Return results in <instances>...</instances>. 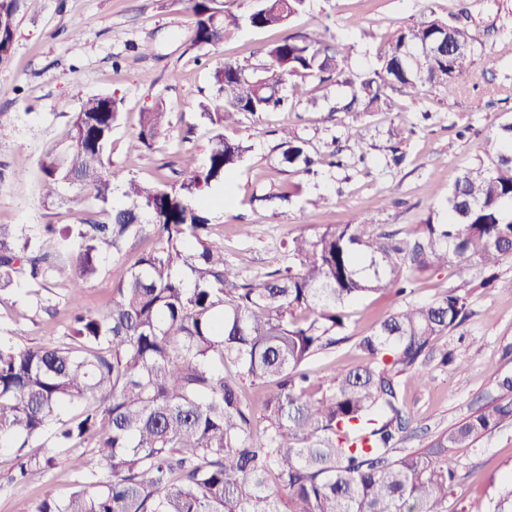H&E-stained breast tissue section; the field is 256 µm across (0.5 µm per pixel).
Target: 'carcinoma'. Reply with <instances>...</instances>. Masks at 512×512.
<instances>
[{"label": "carcinoma", "mask_w": 512, "mask_h": 512, "mask_svg": "<svg viewBox=\"0 0 512 512\" xmlns=\"http://www.w3.org/2000/svg\"><path fill=\"white\" fill-rule=\"evenodd\" d=\"M191 44L217 45L243 25L281 28L308 0H245L234 13L217 0H183ZM18 0H0V51L11 54ZM429 18L388 33L378 66L351 70L342 49L317 31L288 33L267 49L272 67L247 76L226 63L214 75L226 126L243 113L283 109L285 77L317 75L349 88L343 109L369 112L389 93L411 100L424 88L450 97L474 80L477 38L461 18ZM121 117L111 96L84 100L69 143L40 161L47 197L72 187L107 215L81 223L0 224V292L26 289L30 309L53 311L42 291L74 266L71 294L98 271L97 252L131 239L145 251L113 286L109 305L66 309L67 340L17 348L0 325V439L25 448L42 442L73 452V490L57 498L47 479L57 455L19 454L10 481L38 484L31 512H444L452 461L512 420V376L502 396L418 450L396 453L407 428L400 375L426 381L423 357L467 314V284L430 302H406L355 348L363 365L313 390L307 366L351 340L346 305L370 293L398 298L412 277L466 264L492 269L512 255V122L486 138L485 157L464 168L446 198V221L428 216L404 239L366 216L288 244V265L244 278L211 238L201 196L242 159L241 143L217 134L206 163L182 160L180 181L147 185L106 170V150ZM168 113H141L137 141L149 148ZM285 162L310 173L318 163L305 141L287 134ZM360 133L335 165L366 162ZM126 198L112 205L115 193ZM262 389L261 408L246 387ZM96 456L106 473L87 465ZM461 512H512V475L488 502Z\"/></svg>", "instance_id": "obj_1"}]
</instances>
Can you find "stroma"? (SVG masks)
Wrapping results in <instances>:
<instances>
[{"mask_svg": "<svg viewBox=\"0 0 512 512\" xmlns=\"http://www.w3.org/2000/svg\"><path fill=\"white\" fill-rule=\"evenodd\" d=\"M458 9L457 0H308L287 28L245 26L222 44L199 48L189 42L183 0H39L36 8L20 9L11 57L0 65V109L11 120L0 137V224L71 225L92 210L87 195L70 189L58 198L43 197L38 162L66 140L85 98L109 95L121 100L122 115L107 149L108 167L140 182L176 183L182 158L191 154L205 161L216 134L245 147L242 161L228 174L231 203L209 194L204 205L213 239L223 243L226 259L242 274L287 264L292 237L359 215L411 237L445 201L459 172L483 157L485 135L512 119V97L491 92L498 85L512 86V55L503 54L498 35L502 26L512 27V0H475L470 24L479 41L477 80L452 99L430 89L414 100L391 95L375 112H345V89L309 76L282 85L287 110L245 114L221 129L207 118L223 105L213 74L227 63L262 70L271 44L285 33L314 29L344 47L353 69H369L376 66L387 33L433 15L449 18ZM146 43L152 52L145 57L140 47ZM157 106L168 112L170 126L151 148L138 147L140 115ZM394 126L403 129L402 142L390 138ZM285 128L321 155L317 174L283 163ZM358 129L371 146L367 164L330 165V151L352 146L350 134ZM396 151L404 155L398 165L391 161ZM16 168L24 169L23 179L12 177ZM243 224L249 225V235H241ZM148 246L132 240L118 255L101 249L97 275L78 303L105 307L113 285ZM483 278L480 270L461 265L426 272L412 286L413 299L423 302L469 283V315L427 356L425 383L409 374L400 379L410 420L403 448L426 447L433 436L494 401L497 377L512 375V291L483 286ZM394 307L391 296L379 294L348 305L350 340L310 363L314 381L359 365L354 338L369 334ZM0 322L11 324L20 346L57 342L65 331L63 315L30 311L20 289L0 293ZM12 459V449L0 447V512H30L39 490L9 482ZM455 467L447 512L488 500L512 474V421L476 447L460 449Z\"/></svg>", "mask_w": 512, "mask_h": 512, "instance_id": "obj_1", "label": "stroma"}]
</instances>
